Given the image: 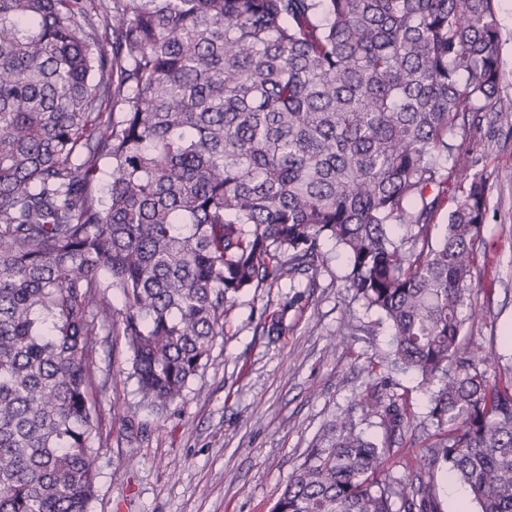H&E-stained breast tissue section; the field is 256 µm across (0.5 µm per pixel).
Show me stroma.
<instances>
[{
  "instance_id": "obj_1",
  "label": "stroma",
  "mask_w": 512,
  "mask_h": 512,
  "mask_svg": "<svg viewBox=\"0 0 512 512\" xmlns=\"http://www.w3.org/2000/svg\"><path fill=\"white\" fill-rule=\"evenodd\" d=\"M502 79L498 99L472 133L473 167L488 205L481 228L463 343L512 365V0H495ZM316 275L251 288L227 305L206 365L167 410L146 407L124 339L99 334V439L89 512H270L311 448L327 446L348 416L380 435L376 403L404 395L410 423L388 467L407 474L425 456L429 391L392 365V331L345 287L347 260L321 245ZM281 335H268L272 318Z\"/></svg>"
}]
</instances>
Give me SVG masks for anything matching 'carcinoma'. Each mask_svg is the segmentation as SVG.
Returning a JSON list of instances; mask_svg holds the SVG:
<instances>
[{
  "label": "carcinoma",
  "mask_w": 512,
  "mask_h": 512,
  "mask_svg": "<svg viewBox=\"0 0 512 512\" xmlns=\"http://www.w3.org/2000/svg\"><path fill=\"white\" fill-rule=\"evenodd\" d=\"M105 13L99 27L87 0H0V512H88L97 330L121 328L163 411L229 300L317 271L323 239L389 323L393 362L428 385L439 438L397 477L402 397L377 410L380 442L343 417L272 512H440L442 469L474 512H512V385L459 339L487 206L464 142L501 82L493 0ZM444 161L464 190L433 245Z\"/></svg>",
  "instance_id": "cac0c4a2"
}]
</instances>
